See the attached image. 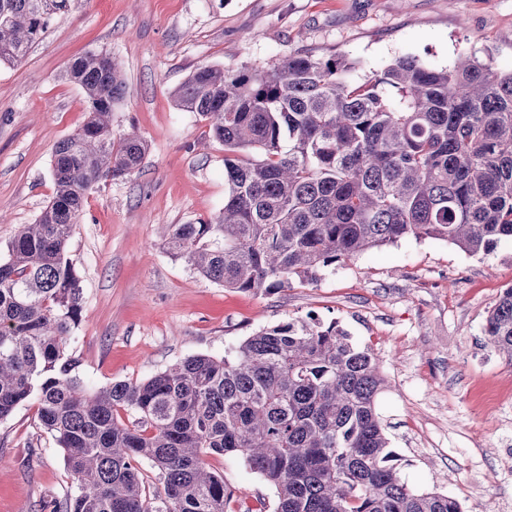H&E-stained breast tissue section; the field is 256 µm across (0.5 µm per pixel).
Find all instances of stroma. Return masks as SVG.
Here are the masks:
<instances>
[{
    "label": "stroma",
    "mask_w": 512,
    "mask_h": 512,
    "mask_svg": "<svg viewBox=\"0 0 512 512\" xmlns=\"http://www.w3.org/2000/svg\"><path fill=\"white\" fill-rule=\"evenodd\" d=\"M512 70V0H79L24 60L0 66V247L51 200L57 142L87 118L68 62L111 54L126 81L112 133L137 129L138 172L93 188L69 256L83 303L71 348L93 387L143 380L187 357H221L260 328L317 315L372 347L388 381L377 400L402 478L463 512H512V365L485 343L488 312L512 286V242L475 255L404 238L324 270L317 283L231 291L167 252L168 225L224 206V147L172 94L196 69H267L307 51L364 76L399 56L452 63L459 49ZM209 462L234 512L274 491L233 455ZM76 485L30 401L0 421V512H40Z\"/></svg>",
    "instance_id": "stroma-1"
}]
</instances>
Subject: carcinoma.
I'll list each match as a JSON object with an SVG mask.
<instances>
[{
    "label": "carcinoma",
    "instance_id": "obj_1",
    "mask_svg": "<svg viewBox=\"0 0 512 512\" xmlns=\"http://www.w3.org/2000/svg\"><path fill=\"white\" fill-rule=\"evenodd\" d=\"M72 2L0 0V65L20 62ZM355 71L309 52L268 70L196 69L174 101L224 145V208L169 225V252L228 290L271 291L406 237L469 254L512 240V71L465 50L444 68L407 56ZM65 75L88 118L54 148L52 199L0 251V420L37 403L77 486L51 512H231L233 492L207 462L226 454L271 485L273 512H463L403 481L376 409L387 379L334 322L267 326L231 355L144 380L83 381L69 242L88 190L130 176L147 145L134 130L112 137L118 61L87 51ZM485 335L512 365V287ZM145 461L161 485L152 494Z\"/></svg>",
    "mask_w": 512,
    "mask_h": 512
}]
</instances>
